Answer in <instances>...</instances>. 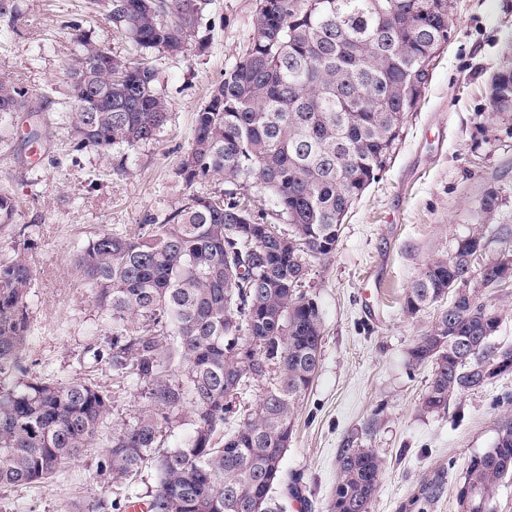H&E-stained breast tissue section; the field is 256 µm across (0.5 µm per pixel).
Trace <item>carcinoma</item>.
I'll use <instances>...</instances> for the list:
<instances>
[{"label":"carcinoma","instance_id":"cac0c4a2","mask_svg":"<svg viewBox=\"0 0 512 512\" xmlns=\"http://www.w3.org/2000/svg\"><path fill=\"white\" fill-rule=\"evenodd\" d=\"M433 0H257L253 37L195 113L194 138L180 157L184 197L162 224L101 231L74 259L96 306L112 322L113 381L135 376L142 402L134 421L112 432L100 469L129 484L154 466L158 486L148 512H283L303 476L283 469L295 414L321 362L324 325L315 298L300 287L336 250L345 216L391 163L408 113L428 79L417 72L448 42L450 12ZM109 19L141 50H187L207 0H105ZM69 119L74 150L110 155L162 133L169 104L146 62L112 56L80 27ZM492 100L512 109V69L496 74ZM28 111L26 93L0 83V112ZM222 177L268 192L267 214L242 205L234 190L194 193ZM15 201L0 195V227L14 223ZM485 248L475 230L453 253L433 259L406 290L416 314L448 300L410 346L408 364L430 376L421 407L447 412L452 397L480 390L512 371V347L487 336L500 315L468 287V257ZM34 272L17 256L0 265V375L28 374L21 356L24 299ZM481 285L512 282V250L480 267ZM268 385L250 412L239 401ZM111 395L85 381L0 389V486L44 482L74 461L111 411ZM186 426L165 452L166 430ZM330 512H369L384 462L371 449L337 453ZM512 479V415L492 448L471 458L457 492L460 512H495L497 486ZM425 481L411 507L424 512L441 494Z\"/></svg>","mask_w":512,"mask_h":512}]
</instances>
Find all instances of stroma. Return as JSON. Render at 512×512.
Returning <instances> with one entry per match:
<instances>
[{"label": "stroma", "mask_w": 512, "mask_h": 512, "mask_svg": "<svg viewBox=\"0 0 512 512\" xmlns=\"http://www.w3.org/2000/svg\"><path fill=\"white\" fill-rule=\"evenodd\" d=\"M0 16V81L26 91L41 139L27 144L24 118L0 115V195L17 204L0 231V263L25 252L35 274L26 297L29 332L22 362L43 379L86 380L113 390L111 414L88 448L54 479L0 488V512H87L128 492L157 487L145 469L133 487L113 483L97 465L113 425L136 416L135 385L114 386L112 368L93 357L111 326L73 266L76 253L104 229L161 222L181 199L177 164L193 139L194 115L211 85L247 47L255 0H210L189 50L152 51L157 89L169 102L158 140L113 158L78 152L68 120L74 98L68 66L75 53L64 30L89 19L90 36L112 55L133 56L104 8L86 0H14ZM454 23L430 82L409 113L396 154L344 219L336 249L313 267L302 290L322 312L324 341L314 382L302 401L283 467L303 476L306 501L288 512H328L336 455L347 441L385 463L370 512H400L423 478L442 472V496L428 512H459L456 493L471 457L492 448L501 415L512 411V373L455 396L447 413L421 409L428 369L410 370L407 351L437 316L403 315L406 288L428 261L451 254L457 238L482 229L487 257L512 246V119L491 101L494 76L512 69V0H453ZM490 191L500 206L480 208Z\"/></svg>", "instance_id": "1"}]
</instances>
